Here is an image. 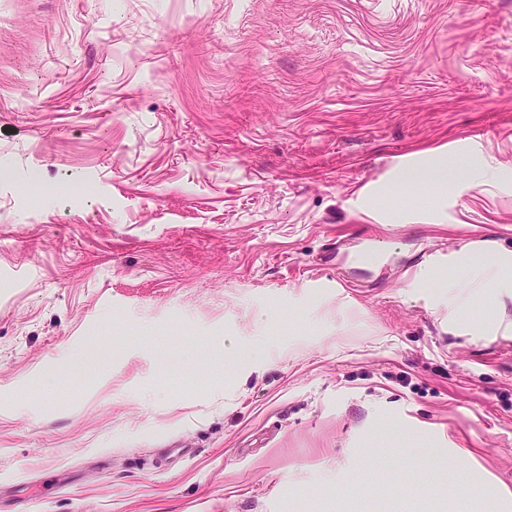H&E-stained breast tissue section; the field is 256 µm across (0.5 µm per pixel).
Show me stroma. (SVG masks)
<instances>
[{
    "instance_id": "35a3bbf8",
    "label": "stroma",
    "mask_w": 512,
    "mask_h": 512,
    "mask_svg": "<svg viewBox=\"0 0 512 512\" xmlns=\"http://www.w3.org/2000/svg\"><path fill=\"white\" fill-rule=\"evenodd\" d=\"M461 249L512 255V0H0V512H512Z\"/></svg>"
}]
</instances>
